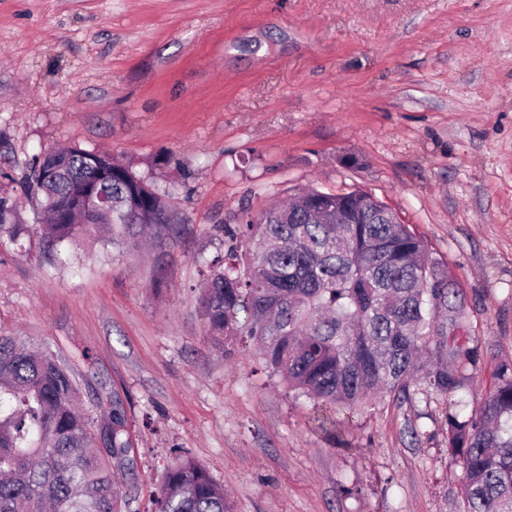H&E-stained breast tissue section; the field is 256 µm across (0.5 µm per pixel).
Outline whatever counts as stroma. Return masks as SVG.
Returning a JSON list of instances; mask_svg holds the SVG:
<instances>
[{
	"label": "stroma",
	"instance_id": "35a3bbf8",
	"mask_svg": "<svg viewBox=\"0 0 512 512\" xmlns=\"http://www.w3.org/2000/svg\"><path fill=\"white\" fill-rule=\"evenodd\" d=\"M106 152L170 192V247L47 253L23 182L44 151ZM372 192L460 286L477 359L331 440L256 348L216 349L198 302L224 228L288 194ZM0 332L120 399L134 512L175 452L236 512H464L446 416L512 365V0H0ZM26 232V227L17 215V204L8 196H0V238L18 239Z\"/></svg>",
	"mask_w": 512,
	"mask_h": 512
}]
</instances>
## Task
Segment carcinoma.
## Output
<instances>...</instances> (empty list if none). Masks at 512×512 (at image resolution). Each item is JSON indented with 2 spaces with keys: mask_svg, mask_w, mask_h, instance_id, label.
Wrapping results in <instances>:
<instances>
[{
  "mask_svg": "<svg viewBox=\"0 0 512 512\" xmlns=\"http://www.w3.org/2000/svg\"><path fill=\"white\" fill-rule=\"evenodd\" d=\"M70 148L39 158L26 192L47 217L56 249L97 229L114 244L139 245L145 232L171 245L179 218L166 190L108 154ZM96 181L113 208L95 224H64L51 212ZM26 227L0 196V238ZM200 293L209 335L223 348L252 341L288 391L314 401L318 426L336 425L373 396L410 395L417 372L443 397L464 385L476 361L464 337L462 298L424 239L367 191L292 195L230 234ZM448 448L463 468L467 512H512V367L465 419L448 415ZM125 411L114 398L81 406L73 369L24 336L0 335V512H131L119 485L134 464ZM155 512H234L205 468L187 455L166 466Z\"/></svg>",
  "mask_w": 512,
  "mask_h": 512,
  "instance_id": "carcinoma-1",
  "label": "carcinoma"
}]
</instances>
